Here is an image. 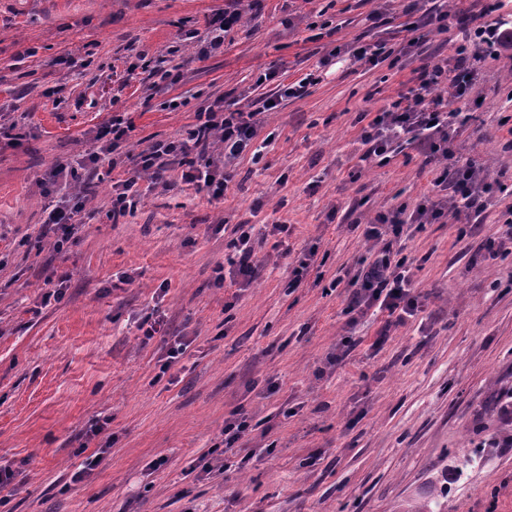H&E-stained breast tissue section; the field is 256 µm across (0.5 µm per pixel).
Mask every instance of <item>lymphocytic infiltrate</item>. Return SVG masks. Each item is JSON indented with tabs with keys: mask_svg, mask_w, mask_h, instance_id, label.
I'll return each instance as SVG.
<instances>
[{
	"mask_svg": "<svg viewBox=\"0 0 512 512\" xmlns=\"http://www.w3.org/2000/svg\"><path fill=\"white\" fill-rule=\"evenodd\" d=\"M497 7L488 4L471 13L466 38L455 44L451 54L436 62H423L414 70V78L406 93L376 112L363 127L361 140L366 145V158L386 160L402 145L416 143L421 147L423 166L431 168L432 190L436 194L430 204L419 205L415 211L398 209L382 212L367 224L364 235L381 241V248L363 258L354 276L357 289L348 313L360 315L364 310L379 307L387 310L395 323L414 317L420 308V294L414 287L412 262L403 253L402 240L412 228L424 223H437L451 218L461 220L459 237L471 235L474 226L491 204L493 183L487 182L483 169L474 159H460L450 146L472 119L460 106L474 81L481 62L512 50V20L498 17ZM449 85V96L438 95L442 85ZM258 113L225 108L217 102L197 112L196 121L185 137L157 141L130 161L135 174L112 186V215L119 218L134 213L142 199L137 189V173L163 179L168 164L181 168L184 183L206 192L212 199L223 198L229 177L226 162L238 159L256 135ZM133 130L130 121L113 116L99 128L94 140L97 150L88 153L92 164L116 166L115 153ZM224 145L223 157L211 156L215 142ZM84 193H65L51 203L46 222L56 235V248H63L71 237L78 216L85 209ZM228 273H217V280L233 275L243 284L254 279L251 234L244 225L232 230Z\"/></svg>",
	"mask_w": 512,
	"mask_h": 512,
	"instance_id": "obj_1",
	"label": "lymphocytic infiltrate"
}]
</instances>
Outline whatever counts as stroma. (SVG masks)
<instances>
[{
	"mask_svg": "<svg viewBox=\"0 0 512 512\" xmlns=\"http://www.w3.org/2000/svg\"><path fill=\"white\" fill-rule=\"evenodd\" d=\"M408 0H242L224 45L199 58L198 29L233 0H0V466L14 473L0 512H405L447 486L448 512H512V254L484 247L512 210V55L483 63L465 97L470 125L453 141L506 184L478 232L426 224L406 242L417 316L374 341L386 312L346 331L355 261L376 247L360 223L415 206L432 175L413 149L364 159L361 113L405 93ZM381 42L388 57L352 63L334 47ZM36 48V57L25 54ZM179 67L155 92L128 76L138 55ZM272 80H264V73ZM304 97L265 115L259 163L239 159L223 199L144 176L137 211L112 221L101 174L76 233L56 250L43 174L77 166L112 115L140 151L181 137L200 108L248 110L304 77ZM254 227L255 278L216 283L225 224ZM292 252L317 247L286 290ZM58 298L43 301L51 274ZM187 341L162 370L147 316ZM249 443L273 446L208 480L209 451L234 412ZM105 421L91 435L94 421ZM107 449L92 471L84 465ZM82 480H75V473Z\"/></svg>",
	"mask_w": 512,
	"mask_h": 512,
	"instance_id": "stroma-1",
	"label": "stroma"
}]
</instances>
